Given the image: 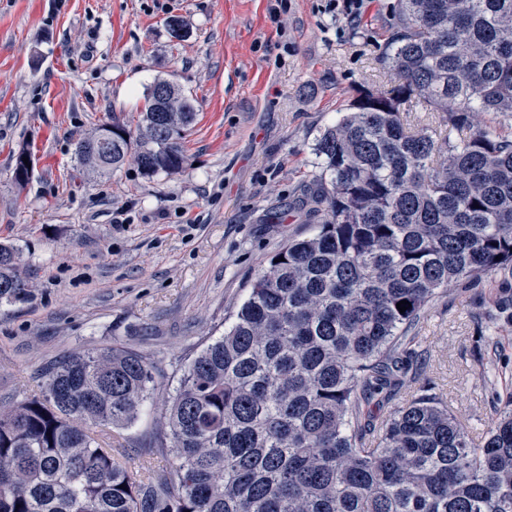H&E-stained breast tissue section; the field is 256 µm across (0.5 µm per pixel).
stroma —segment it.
I'll return each instance as SVG.
<instances>
[{
  "label": "stroma",
  "instance_id": "35a3bbf8",
  "mask_svg": "<svg viewBox=\"0 0 512 512\" xmlns=\"http://www.w3.org/2000/svg\"><path fill=\"white\" fill-rule=\"evenodd\" d=\"M0 0V242L13 244L31 300L0 305V408L37 391L68 353L115 342L150 357L154 387L122 430L143 453L184 369L223 334L256 275L288 240L317 227L289 206L316 170L314 144L358 88H386L381 55L393 0ZM176 15L189 37L164 23ZM192 96L177 172L135 162L106 176L77 142L103 124L137 128L154 80ZM27 149L29 182L13 179ZM285 213L283 223L269 216ZM503 274L450 285L419 329L424 352L403 405L428 382L473 435L512 396V322L497 318Z\"/></svg>",
  "mask_w": 512,
  "mask_h": 512
}]
</instances>
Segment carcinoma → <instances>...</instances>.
<instances>
[{
	"label": "carcinoma",
	"mask_w": 512,
	"mask_h": 512,
	"mask_svg": "<svg viewBox=\"0 0 512 512\" xmlns=\"http://www.w3.org/2000/svg\"><path fill=\"white\" fill-rule=\"evenodd\" d=\"M394 13V84L320 133L317 232L274 255L184 370L149 440L165 465L133 473L99 434L138 419L154 362L120 343L72 352L0 410V512H512V410L476 442L430 385L390 406L440 291L512 273V137L473 123L512 114V0H396ZM144 101L139 143L106 123L112 149L80 141L79 164L106 175L135 148L148 175L181 169L189 96L157 79ZM417 109L448 139L412 128ZM30 296L0 243V304Z\"/></svg>",
	"instance_id": "obj_1"
}]
</instances>
